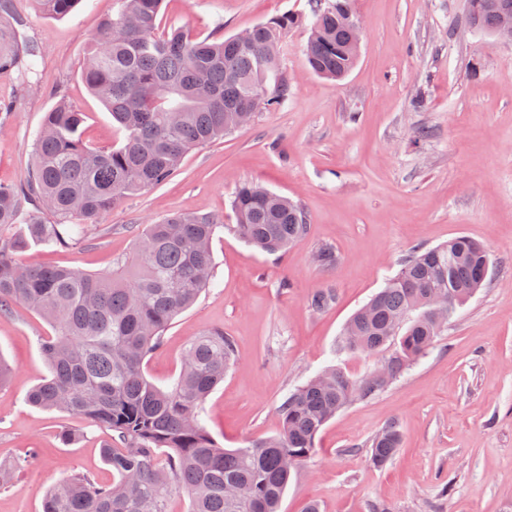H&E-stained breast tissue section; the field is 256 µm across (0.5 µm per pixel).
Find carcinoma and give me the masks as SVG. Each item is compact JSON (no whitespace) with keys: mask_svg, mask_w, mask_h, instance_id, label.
Segmentation results:
<instances>
[{"mask_svg":"<svg viewBox=\"0 0 512 512\" xmlns=\"http://www.w3.org/2000/svg\"><path fill=\"white\" fill-rule=\"evenodd\" d=\"M65 16L79 0H36ZM163 0H117L100 24L81 76L124 131L117 147L98 149L82 138L84 114L60 101L46 113L33 144V167L20 185L0 183V312L22 303L55 329L41 344L49 375L27 395L30 405L71 412L110 428L121 448L102 454L115 478L98 485L67 470L43 499L42 512H168L175 493L188 512H279L289 482L316 452L321 429L348 403L379 394L441 335L430 296L450 300L451 316L484 284L491 257L468 236L415 247L384 288L359 308L343 330V348L378 357L362 376L330 365L289 391L278 408L282 427L243 448L220 446L202 423L208 394L235 363L234 341L221 330L186 347L181 372L168 389L150 382L143 361L172 321L212 282L211 242L224 220L212 214H174L147 225L124 267L110 275L75 268L30 267L17 253L31 244L69 248L88 226L125 198L165 182L185 155L246 125L254 112L288 100L281 51L283 14L247 31L248 41L190 39L178 28L159 35ZM500 0H467V23L496 29ZM354 0H333L313 11L304 46L316 74L342 79L356 63L348 51ZM39 49L0 12V73L27 85ZM233 231L245 243L275 254L305 234L296 203L245 183L232 200ZM336 299L320 288L308 300L319 313ZM396 421L372 439L370 460L383 468L401 444Z\"/></svg>","mask_w":512,"mask_h":512,"instance_id":"carcinoma-1","label":"carcinoma"}]
</instances>
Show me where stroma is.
I'll return each mask as SVG.
<instances>
[{
  "label": "stroma",
  "instance_id": "35a3bbf8",
  "mask_svg": "<svg viewBox=\"0 0 512 512\" xmlns=\"http://www.w3.org/2000/svg\"><path fill=\"white\" fill-rule=\"evenodd\" d=\"M14 20L39 48L30 86L0 74V183L26 181L45 113L66 100L85 113V142L108 148L124 133L81 77L87 43L116 0H81L63 17L34 0H11ZM360 53L340 81L314 74L303 47L310 0H165L160 32L230 37L285 13L297 15L281 60L287 101L192 150L164 183L102 215L80 245L29 246L30 266L111 274L132 257L147 224L174 213L225 221L212 251L214 277L166 329L144 360L155 385L180 373L185 346L219 329L238 359L204 403L203 422L223 447L276 435L288 390L329 365L353 375L373 358L341 352L351 314L395 275L412 247L465 235L492 258L487 283L457 308L433 349L375 398L356 402L322 430L315 455L287 489L280 512H512V43L467 26L466 0H355ZM427 130L418 138V130ZM245 182L297 202L306 234L268 255L229 225L230 201ZM336 252L333 266L315 261ZM334 304L312 312L317 289ZM53 327L25 305L0 313V462L23 460L0 489V512H42L47 489L73 469L108 484L106 427L30 406L48 375L41 342ZM398 420L402 445L385 468L369 462L371 438ZM78 440L64 444L63 432Z\"/></svg>",
  "mask_w": 512,
  "mask_h": 512
}]
</instances>
